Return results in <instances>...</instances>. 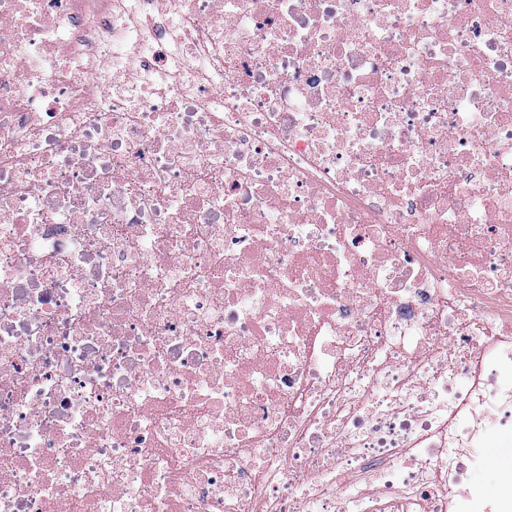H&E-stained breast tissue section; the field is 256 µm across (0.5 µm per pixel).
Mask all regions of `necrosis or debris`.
I'll return each mask as SVG.
<instances>
[{"mask_svg": "<svg viewBox=\"0 0 512 512\" xmlns=\"http://www.w3.org/2000/svg\"><path fill=\"white\" fill-rule=\"evenodd\" d=\"M512 431V0H0V512H452Z\"/></svg>", "mask_w": 512, "mask_h": 512, "instance_id": "necrosis-or-debris-1", "label": "necrosis or debris"}]
</instances>
